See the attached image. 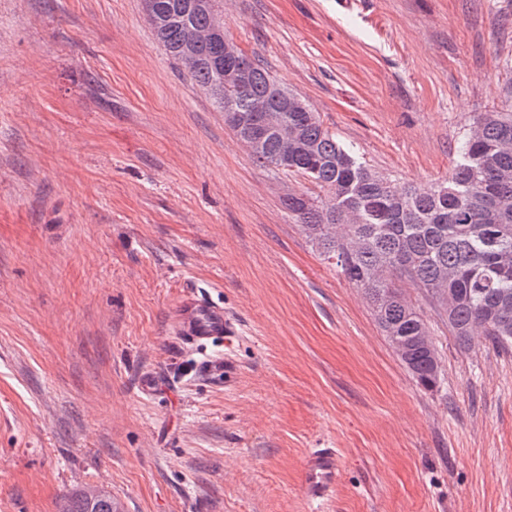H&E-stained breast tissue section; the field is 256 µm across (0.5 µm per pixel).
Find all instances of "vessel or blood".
<instances>
[{
  "label": "vessel or blood",
  "instance_id": "vessel-or-blood-1",
  "mask_svg": "<svg viewBox=\"0 0 512 512\" xmlns=\"http://www.w3.org/2000/svg\"><path fill=\"white\" fill-rule=\"evenodd\" d=\"M171 327L175 336L188 347L202 348L223 340L235 332L234 324L223 307L195 295L178 302ZM340 469L334 449L316 448L305 457L302 465V491L307 500L325 499L336 486Z\"/></svg>",
  "mask_w": 512,
  "mask_h": 512
}]
</instances>
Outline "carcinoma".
Segmentation results:
<instances>
[{"label": "carcinoma", "instance_id": "1", "mask_svg": "<svg viewBox=\"0 0 512 512\" xmlns=\"http://www.w3.org/2000/svg\"><path fill=\"white\" fill-rule=\"evenodd\" d=\"M156 38L174 60L193 57L188 73L224 112L237 139L252 137L255 103L276 118L260 148L262 167L296 174L319 188L316 197L290 195L288 213L349 283L364 290L380 330L405 342L400 360L424 387L440 383L436 350L422 314L398 282L427 293L448 316L459 345L474 337L512 348V101L472 124L448 178L428 187H399L371 169L297 94L256 57L224 56L218 37L193 46L188 33L221 13V0H143ZM299 130L301 144L280 159L282 130ZM59 512H112V495L74 489Z\"/></svg>", "mask_w": 512, "mask_h": 512}]
</instances>
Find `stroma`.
I'll return each mask as SVG.
<instances>
[{"mask_svg":"<svg viewBox=\"0 0 512 512\" xmlns=\"http://www.w3.org/2000/svg\"><path fill=\"white\" fill-rule=\"evenodd\" d=\"M224 33L398 185L443 180L512 90V0H224ZM157 42L142 0H0V512H512V351L423 315L419 386L364 291ZM230 343L186 348L180 298ZM232 368L197 370L206 358ZM335 449L305 500L302 462ZM171 327L187 347L202 348L235 333L233 321L224 308L196 295H186L178 302ZM339 458L332 448H314L302 465V491L309 501L324 500L336 486ZM59 512H112V495L108 491L100 490L91 504L87 489H74L61 498Z\"/></svg>","mask_w":512,"mask_h":512,"instance_id":"35a3bbf8","label":"stroma"}]
</instances>
